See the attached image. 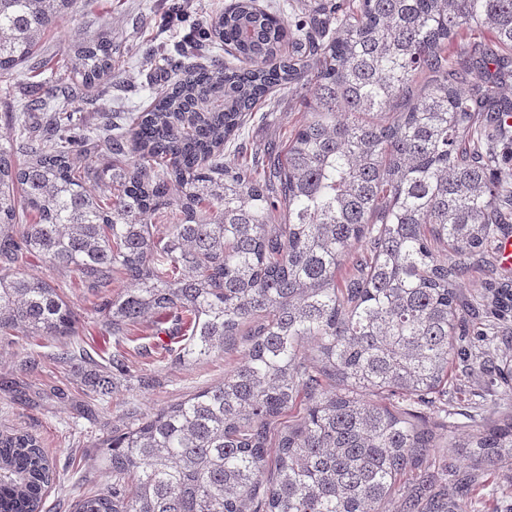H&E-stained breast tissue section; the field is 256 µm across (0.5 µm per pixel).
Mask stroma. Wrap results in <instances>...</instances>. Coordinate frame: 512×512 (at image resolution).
Returning <instances> with one entry per match:
<instances>
[{
	"label": "stroma",
	"mask_w": 512,
	"mask_h": 512,
	"mask_svg": "<svg viewBox=\"0 0 512 512\" xmlns=\"http://www.w3.org/2000/svg\"><path fill=\"white\" fill-rule=\"evenodd\" d=\"M175 0H74L61 28L48 32L37 57L56 59L79 42L109 36L116 79L86 90L64 75L46 80L30 64L0 78V135L9 133L22 103L47 91H72L68 109L80 128L93 129L105 114L140 112L158 90L181 76L187 60L180 51L189 28L207 24L223 13L231 0H191L186 22L168 25ZM302 84L276 93L272 105L257 106L224 153L231 162L263 153L274 142L285 141L299 125L303 108ZM53 285L81 314V345L100 366L122 357L125 368L113 371V392L100 399L84 369L56 357L59 343L46 336L0 338V427L7 426L42 441L53 460L55 476L44 497L42 512H73L79 492L110 485L100 464V439L126 429L146 413L189 397L221 382L225 372L241 359L226 353L204 361L183 363L175 351L182 343L173 316L155 315L126 336L106 330L81 288L52 272ZM512 290V265L494 253L477 259L458 291L477 305L481 335L463 341L466 358L453 366L448 408L425 410L429 422L449 420L453 435L471 433L472 419L496 420L512 415V308L499 301ZM467 512H512V478L507 473L482 475L461 496Z\"/></svg>",
	"instance_id": "stroma-1"
}]
</instances>
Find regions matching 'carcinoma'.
I'll return each instance as SVG.
<instances>
[{"label":"carcinoma","mask_w":512,"mask_h":512,"mask_svg":"<svg viewBox=\"0 0 512 512\" xmlns=\"http://www.w3.org/2000/svg\"><path fill=\"white\" fill-rule=\"evenodd\" d=\"M72 4L0 0L1 78ZM207 28L190 48L224 44L235 64H193L85 133L51 94L24 105L39 124L18 116L0 137V335L60 337L59 360L77 358L81 316L35 259L97 297L114 336L169 311L180 359L241 349L223 382L103 439L112 489L75 512H386L398 476L437 478L439 444L372 395L445 396L468 331L456 283L512 207L494 145L512 128V0H336L296 35L235 0ZM292 37L307 56L283 57ZM57 70L88 89L116 77L112 39ZM301 78L293 136L229 165L246 116ZM102 151L125 163L99 170ZM104 175L107 200L90 189ZM117 274L130 287L114 298ZM448 447L512 471V419ZM53 479L39 439L0 431V512H41Z\"/></svg>","instance_id":"1"}]
</instances>
